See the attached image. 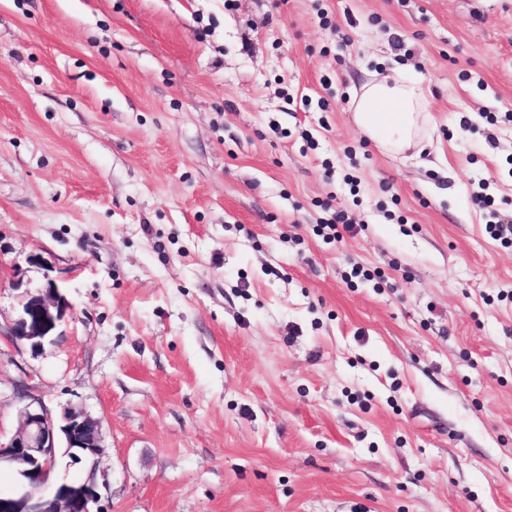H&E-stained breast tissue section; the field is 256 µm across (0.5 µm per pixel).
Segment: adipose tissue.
Wrapping results in <instances>:
<instances>
[{"label": "adipose tissue", "instance_id": "ef3b65f1", "mask_svg": "<svg viewBox=\"0 0 512 512\" xmlns=\"http://www.w3.org/2000/svg\"><path fill=\"white\" fill-rule=\"evenodd\" d=\"M352 102L360 130L396 152L416 143L429 110L428 92L422 82L401 70L364 84Z\"/></svg>", "mask_w": 512, "mask_h": 512}]
</instances>
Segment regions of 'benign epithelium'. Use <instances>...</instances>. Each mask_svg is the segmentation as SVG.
Wrapping results in <instances>:
<instances>
[{
	"mask_svg": "<svg viewBox=\"0 0 512 512\" xmlns=\"http://www.w3.org/2000/svg\"><path fill=\"white\" fill-rule=\"evenodd\" d=\"M68 308L52 284L29 291L11 335L41 347ZM19 394L28 400L23 425L7 441H0V469L12 470L16 484L0 490V512H100L94 475L76 483L53 479L58 455L79 464L101 454V422L73 406L64 407L56 419L28 388H21Z\"/></svg>",
	"mask_w": 512,
	"mask_h": 512,
	"instance_id": "benign-epithelium-1",
	"label": "benign epithelium"
}]
</instances>
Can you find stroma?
Wrapping results in <instances>:
<instances>
[{
	"instance_id": "1",
	"label": "stroma",
	"mask_w": 512,
	"mask_h": 512,
	"mask_svg": "<svg viewBox=\"0 0 512 512\" xmlns=\"http://www.w3.org/2000/svg\"><path fill=\"white\" fill-rule=\"evenodd\" d=\"M399 67L433 117L403 155L349 108ZM482 179L512 225V0H0V436L23 383L98 418L57 476L105 512H512ZM69 305L55 285L29 291L11 328V336L41 347L52 336Z\"/></svg>"
}]
</instances>
